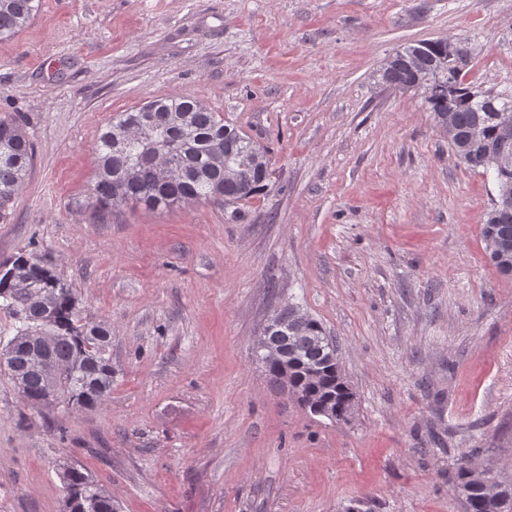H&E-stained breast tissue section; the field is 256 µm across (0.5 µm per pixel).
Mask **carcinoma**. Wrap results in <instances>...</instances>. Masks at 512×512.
<instances>
[{
  "label": "carcinoma",
  "instance_id": "1",
  "mask_svg": "<svg viewBox=\"0 0 512 512\" xmlns=\"http://www.w3.org/2000/svg\"><path fill=\"white\" fill-rule=\"evenodd\" d=\"M41 0H0V39H11L34 19ZM470 57L448 61L444 41L407 45L392 55L381 74L391 88H422L436 126L448 137L454 154L472 169L492 172L498 194L481 226L483 240L494 236L500 262L512 266V143L501 140V127L512 122V97L478 92L466 82ZM257 143L218 113L194 98L170 95L142 107L122 112L107 121L96 138L98 163L88 205L93 220L112 214L133 200L150 210L182 203L212 201L221 206L238 204L265 191L270 182L269 159L254 163ZM224 156L230 165L249 168L245 178L224 177ZM33 160L29 141L16 115L0 117V219L6 220L13 196L23 186ZM166 160L182 166L181 178L168 180L158 174ZM7 268L0 276V309L14 321L15 345L6 364L11 378L20 379L22 395L33 404L45 403L49 387L46 371L37 362L38 338L54 337L48 350L66 371L60 385L68 405L93 408L112 391V328L104 322H87L71 284L59 277L42 258L21 253L0 262ZM302 335L295 348L297 368L292 384L301 396L316 403L328 400L345 406L347 393L328 362L334 339L322 324L297 304L280 311L277 333ZM472 454L456 460L455 490L465 512H496L486 499L480 481L470 475ZM64 491L63 512H117L112 493L85 469L65 465L58 471Z\"/></svg>",
  "mask_w": 512,
  "mask_h": 512
}]
</instances>
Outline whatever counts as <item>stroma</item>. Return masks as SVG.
<instances>
[{
  "label": "stroma",
  "mask_w": 512,
  "mask_h": 512,
  "mask_svg": "<svg viewBox=\"0 0 512 512\" xmlns=\"http://www.w3.org/2000/svg\"><path fill=\"white\" fill-rule=\"evenodd\" d=\"M468 42L466 80L512 95V0H41L0 40V115L35 150L0 261L40 254L112 327L101 406L28 403L0 371V512H61L81 465L119 512H463L455 461L512 480V276L480 229L496 189L458 160L399 48ZM196 98L268 151L240 204L102 222L87 200L113 115ZM293 302L338 345L350 423L304 411L253 343Z\"/></svg>",
  "instance_id": "1"
}]
</instances>
